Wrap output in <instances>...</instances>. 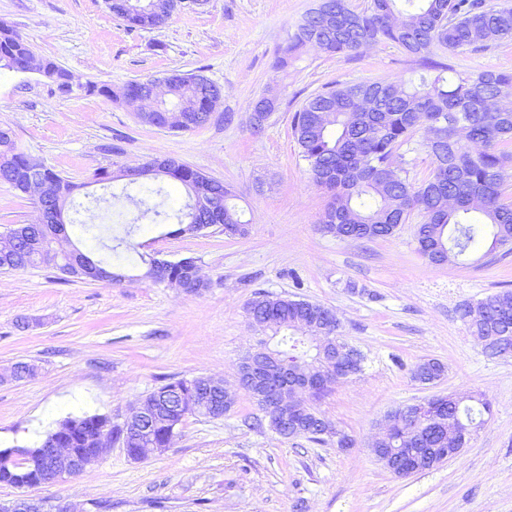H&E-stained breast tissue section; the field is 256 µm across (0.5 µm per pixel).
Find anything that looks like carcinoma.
<instances>
[{"label":"carcinoma","mask_w":512,"mask_h":512,"mask_svg":"<svg viewBox=\"0 0 512 512\" xmlns=\"http://www.w3.org/2000/svg\"><path fill=\"white\" fill-rule=\"evenodd\" d=\"M108 9L132 27L155 28L169 16L154 11L153 0H112ZM322 33L319 48L333 55L357 52L365 45L395 43L421 56L418 77L408 81L338 83L304 103L292 120V134L303 160L317 185L331 196L322 223L328 232L349 239H378L392 235L418 211L422 224L416 230L418 251L430 258L441 249L459 257L479 250L486 241V226L492 240L484 256L512 246V201L504 196V167L512 161L506 150L512 142V72L482 70L460 73L429 57L434 47L455 52L485 43L512 41V8L495 7L486 0H371L363 12L347 0H319L299 22L273 64L288 67V56L315 45L313 35ZM34 57L28 43L8 25L0 23V75L21 72ZM42 74L59 89L68 90V74L51 61L41 62ZM196 75L174 74L172 92L164 100L165 112H186L191 131L204 126L219 100L218 86L195 82ZM146 81L136 80L118 90L90 85L98 93L122 101L128 108L144 97ZM423 131L432 157L430 178L417 185L407 176L405 154L414 151L412 138ZM41 162L22 152L11 133L0 129V182L19 189L15 175ZM45 178L61 190L64 206L74 201V186L59 174L43 168ZM169 179L191 193L196 183L194 169L177 171ZM159 200L141 198V215L154 224L190 223L188 205L167 203L170 193L153 189ZM232 197L220 190L224 224L233 230L241 223ZM14 248L0 255V271H20L42 263L34 242L45 243L47 228L37 224L13 227ZM146 275L158 282L177 281L188 293H198L192 264L157 265L151 259ZM249 315L272 331L284 359L319 367L317 351L306 340L290 335L296 326H319L300 299L257 292L247 305ZM459 320L473 336L492 337L488 355L512 349V289H504L457 308ZM445 366L436 360L419 363L413 378L426 383L444 375ZM199 377L173 378L147 394L156 413L146 423L147 440H125V425H114L105 415L68 416L47 432L41 447L56 439L62 448H94L105 430L128 448H169L189 416H206L193 410ZM475 401L479 408L465 404ZM304 412L311 425L302 436L325 443L336 439L339 448H350L354 440L338 431L310 404ZM490 412L489 402L470 396H453L448 402L447 422L477 425V417ZM417 448H453L452 427L429 433L420 429Z\"/></svg>","instance_id":"1"}]
</instances>
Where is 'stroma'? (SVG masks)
I'll return each mask as SVG.
<instances>
[{
	"instance_id": "1",
	"label": "stroma",
	"mask_w": 512,
	"mask_h": 512,
	"mask_svg": "<svg viewBox=\"0 0 512 512\" xmlns=\"http://www.w3.org/2000/svg\"><path fill=\"white\" fill-rule=\"evenodd\" d=\"M316 0H182L158 28L130 27L104 0H0V22L70 75L71 91L36 73L0 78V128L21 150L76 186L77 201L110 193L132 232L115 251L68 227L67 248L111 262L121 282L63 280L49 266L0 271V372L27 362L34 377L0 381V448L33 446L68 416L129 409L172 377L223 378L234 398L218 419L190 417L171 448L131 460L120 443L77 477L31 488L47 512H512V356L490 357L455 309L512 289V252L431 264L417 250L411 214L390 237L342 239L324 230L331 200L302 160L291 121L307 98L333 83L406 80L416 58L396 44L352 54L299 50L272 67ZM462 72H512V41L445 52ZM201 74L223 96L193 131L143 125L122 103L86 91L169 73ZM277 101L261 136L249 117L260 97ZM173 158L220 181L233 195L246 236L214 225L172 236L139 218L123 197L121 169ZM114 172L109 187L98 171ZM38 218L32 197L0 183V234ZM194 258L212 285L191 295L146 277L142 254ZM332 309L338 334L365 357L363 370L317 401L355 439L339 450L257 427L261 412L237 379L256 343L245 306L255 292ZM446 372L436 385L413 380L420 361ZM486 398L483 426L461 452L399 478L371 445L382 420L435 394Z\"/></svg>"
}]
</instances>
